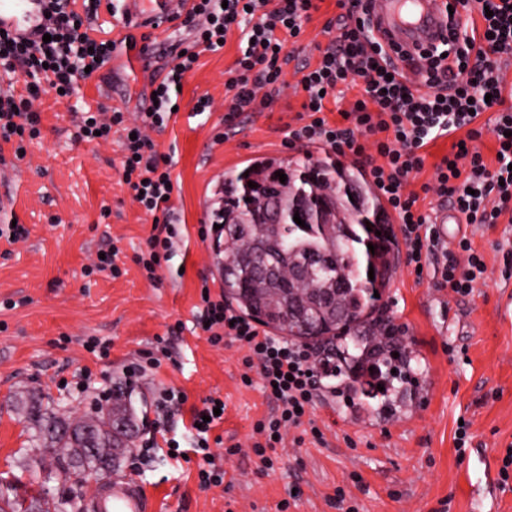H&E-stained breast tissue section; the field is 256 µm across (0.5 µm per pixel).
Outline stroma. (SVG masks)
Masks as SVG:
<instances>
[{"mask_svg":"<svg viewBox=\"0 0 512 512\" xmlns=\"http://www.w3.org/2000/svg\"><path fill=\"white\" fill-rule=\"evenodd\" d=\"M336 14V0H323L304 26L302 53L286 70L288 90L261 111L243 113L238 133L228 139L217 135L224 130L225 72L239 54L238 34H229L223 49L201 54L186 74L178 115L150 134L172 159V205L185 240L157 282H148L135 262L153 219L120 180L121 133L78 140L76 114L101 104L129 118L146 111L159 56L173 38H154L155 55L147 60L120 49L116 62L82 81L67 101L50 92L34 99L42 134L23 159H15L11 145L0 146L14 168L10 185L0 188L5 212L29 230L24 242L0 241V489L7 498L28 501L45 488L43 464L28 452L30 425L15 410L19 397L35 393L79 415L93 412L96 392L124 386V367L164 338L172 359L133 388L134 445L152 428L154 393L164 384L184 391L191 406L211 395L223 399L214 450L236 446L240 452L224 458L223 486L208 490L198 485V456L161 458L141 472L124 456L117 473L145 489L150 512H279L284 500L288 512H342L329 503L339 488L358 512H512V485L492 497L477 491L484 470H499L512 447L511 222L449 225V240L468 236L485 257L486 280L473 294L435 288L402 265L384 297L379 316L405 325L411 367L431 394L417 399L409 393L392 404L358 394L350 407L338 395L317 400L312 418L325 444L286 440L273 471L261 472L250 449L255 423L274 405L260 382L242 385L244 350L214 347L193 331L201 284L215 293L224 289L212 242L199 234L217 181L257 158L311 163L329 155L316 145L289 150L282 142L303 101L292 87L301 67L315 63L327 45L322 29ZM202 96L211 108L197 116L192 109ZM115 238L121 275H85L90 258ZM8 298L15 309L2 307ZM93 337L111 340L107 357L86 350ZM84 368L93 386L82 392L76 382ZM460 418L472 434L462 456L453 441Z\"/></svg>","mask_w":512,"mask_h":512,"instance_id":"obj_1","label":"stroma"}]
</instances>
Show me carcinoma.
<instances>
[{
    "mask_svg": "<svg viewBox=\"0 0 512 512\" xmlns=\"http://www.w3.org/2000/svg\"><path fill=\"white\" fill-rule=\"evenodd\" d=\"M277 171L287 176L285 182L275 177ZM313 198L342 214L341 223L296 224L294 214L304 216ZM211 203L220 208L214 250L231 306L291 339L322 345L338 360V374L349 378L355 366L374 363L389 349L392 337L373 314L393 278L394 242L379 199L359 171L333 161L311 167L254 161L224 174ZM16 410L32 425L31 452L56 465L48 479L62 475L80 489L100 470L90 449L110 454L138 427L128 390L117 391L115 406L94 414L73 417L34 394ZM86 510L79 492L63 502L45 498L37 508Z\"/></svg>",
    "mask_w": 512,
    "mask_h": 512,
    "instance_id": "cac0c4a2",
    "label": "carcinoma"
}]
</instances>
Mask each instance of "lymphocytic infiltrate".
<instances>
[{
	"instance_id": "f902f5d3",
	"label": "lymphocytic infiltrate",
	"mask_w": 512,
	"mask_h": 512,
	"mask_svg": "<svg viewBox=\"0 0 512 512\" xmlns=\"http://www.w3.org/2000/svg\"><path fill=\"white\" fill-rule=\"evenodd\" d=\"M46 17L33 37L18 38L0 32V71L24 74L26 92L15 95L0 90V144L12 145L15 158H24L28 144L41 136L39 113L30 109L32 98L46 92L72 96L87 71L101 70L112 58L109 36L93 34L85 18L97 13L101 0H41ZM466 14L481 17L479 36L466 31L422 50L423 86L393 77L384 65L385 49L371 29V0H336L338 14L323 26L329 41L315 64L302 68L296 88L304 95L298 124L288 131L283 145L295 149L320 144L342 157L361 163L379 195L396 214L405 246L407 266L432 273L435 287L467 296L483 279L484 256L468 237L448 245L419 202L432 195L447 202L468 224H495L512 212V108H503L500 70L512 59V0H459ZM320 9V0H194V7L177 30L182 38L163 64L165 76L156 83L157 102L126 122L123 113L98 107L80 116L81 140L109 137L121 127L123 157L121 179L135 202L152 215L147 251L136 262L148 280H155L161 263L169 261L183 241L171 200L176 184L171 159L159 153L151 132L163 131L173 119L178 88L202 53L223 49L231 31L240 33V55L224 82V130L236 133L240 117L269 105L272 94L285 87V66L293 54L291 41L302 33L304 22ZM361 94L340 119L324 115L327 99L342 100L353 89ZM501 108L492 132L498 148L495 164H488L475 142L480 132L474 123L491 105ZM464 131L453 147L434 165L431 182L420 191L409 185L423 170L424 148L432 141ZM197 327L206 328L208 341L219 346L231 342L245 349L246 367L257 368L274 412L255 426L251 448L263 469H272L274 452L282 447L290 429L308 427L315 442H323L322 430L312 424L310 413L327 379L336 375L332 361L320 360L316 349L290 343L261 331L238 315L223 296L202 285ZM186 395L162 389L155 398L157 419L153 433L144 439L133 457L134 468L152 462L160 447L176 452L180 443L169 437L167 422L186 402ZM215 397H207L192 412L194 430L190 451L201 454L198 472L201 487L220 486L224 469L210 450L209 433L219 416ZM165 443H158V436Z\"/></svg>"
}]
</instances>
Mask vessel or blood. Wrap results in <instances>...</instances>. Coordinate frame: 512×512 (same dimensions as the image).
<instances>
[{"label":"vessel or blood","mask_w":512,"mask_h":512,"mask_svg":"<svg viewBox=\"0 0 512 512\" xmlns=\"http://www.w3.org/2000/svg\"><path fill=\"white\" fill-rule=\"evenodd\" d=\"M121 28L163 32L171 20L185 15L192 0H121ZM447 0H376L374 33L408 52L434 43L448 21ZM44 22L36 0H0V26L29 35ZM147 493L121 479H108L96 491L95 512H147Z\"/></svg>","instance_id":"b4317fda"}]
</instances>
